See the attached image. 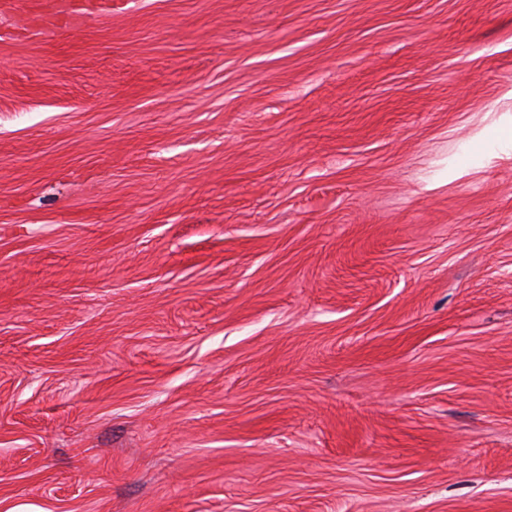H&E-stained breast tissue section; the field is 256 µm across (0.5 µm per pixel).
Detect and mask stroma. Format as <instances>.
<instances>
[{
  "label": "stroma",
  "mask_w": 512,
  "mask_h": 512,
  "mask_svg": "<svg viewBox=\"0 0 512 512\" xmlns=\"http://www.w3.org/2000/svg\"><path fill=\"white\" fill-rule=\"evenodd\" d=\"M0 5V512H512V0Z\"/></svg>",
  "instance_id": "1"
}]
</instances>
